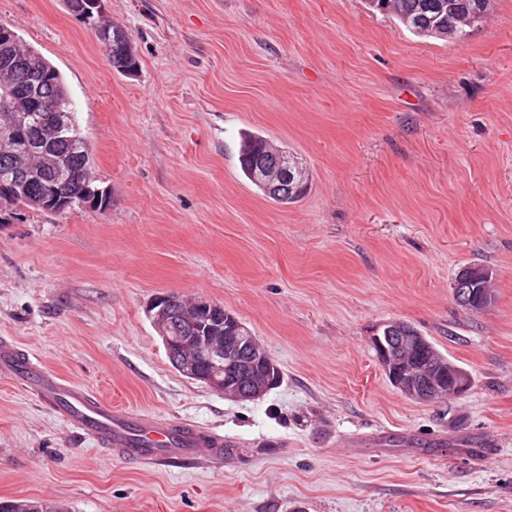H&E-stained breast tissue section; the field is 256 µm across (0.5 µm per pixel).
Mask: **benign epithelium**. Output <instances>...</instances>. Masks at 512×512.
I'll return each mask as SVG.
<instances>
[{
    "mask_svg": "<svg viewBox=\"0 0 512 512\" xmlns=\"http://www.w3.org/2000/svg\"><path fill=\"white\" fill-rule=\"evenodd\" d=\"M9 85L0 87V136L26 124L27 115L11 106ZM222 306L206 299L187 304L167 295L154 299L152 324L161 338L171 365L183 377L204 384L234 401L255 400L281 380V372L267 350L250 331ZM224 321V327L201 328L207 318ZM377 359L395 390L416 401L445 400L459 395L468 384V373L430 347L424 336L409 325L392 322L371 338ZM266 370L259 374L256 363Z\"/></svg>",
    "mask_w": 512,
    "mask_h": 512,
    "instance_id": "obj_1",
    "label": "benign epithelium"
}]
</instances>
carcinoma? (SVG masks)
Listing matches in <instances>:
<instances>
[{"mask_svg": "<svg viewBox=\"0 0 512 512\" xmlns=\"http://www.w3.org/2000/svg\"><path fill=\"white\" fill-rule=\"evenodd\" d=\"M93 0H66L69 10L88 23H96L98 13L91 6ZM371 7L389 14L410 33L421 38H435L461 42L473 28L488 15L491 0H368ZM98 24V23H96ZM99 42L109 41L108 60L119 72H132L138 60L128 33L112 22L98 24ZM15 81L18 88L13 102L28 114L27 124L15 133L20 145L39 149L32 167L18 172L9 158L0 153V183L12 189V206L30 209L66 211L60 200L66 192L96 194L92 186H84L73 179L76 168L91 170V152L75 117V106L61 74L48 66L32 77L18 67L9 73L0 66V84ZM59 123V131L51 141L39 138L40 129L50 123ZM239 163L245 178L265 196L283 205L298 202L306 193L309 180L297 175L295 156L275 148L263 137L246 131L239 141ZM275 178L279 187H271L269 178ZM98 195V194H96ZM93 204H107L103 193ZM468 287L478 289L477 303L468 306L472 311L483 310L494 301L483 272L478 264L468 266Z\"/></svg>", "mask_w": 512, "mask_h": 512, "instance_id": "obj_1", "label": "carcinoma"}]
</instances>
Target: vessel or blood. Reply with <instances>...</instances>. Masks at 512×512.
Masks as SVG:
<instances>
[{"label":"vessel or blood","mask_w":512,"mask_h":512,"mask_svg":"<svg viewBox=\"0 0 512 512\" xmlns=\"http://www.w3.org/2000/svg\"><path fill=\"white\" fill-rule=\"evenodd\" d=\"M0 375L19 380L69 427L126 460L160 464L194 456L220 462L240 447L236 439L186 420L119 410L73 380L33 369L29 357L7 339H0Z\"/></svg>","instance_id":"1"}]
</instances>
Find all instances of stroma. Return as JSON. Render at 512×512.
<instances>
[{
  "mask_svg": "<svg viewBox=\"0 0 512 512\" xmlns=\"http://www.w3.org/2000/svg\"><path fill=\"white\" fill-rule=\"evenodd\" d=\"M135 73L66 0H0L63 76L104 208L0 213V337L123 408L244 447L134 463L0 377V498L65 512H512V0L459 43L367 0H101ZM286 147L307 194L242 174L239 134ZM494 303L458 305V272ZM224 305L281 384L225 399L181 376L160 295ZM416 327L463 366L458 399L398 394L372 348ZM467 269L470 271V280L469 284L465 286L464 288H478L477 292V303L472 305H466L459 302V304L462 307H465L467 309H470L472 311H478L483 310L490 306L494 301V296L491 293L489 286L487 285V282L485 278L483 277V272L485 271L484 266L473 264L470 266H467Z\"/></svg>",
  "mask_w": 512,
  "mask_h": 512,
  "instance_id": "1",
  "label": "stroma"
}]
</instances>
